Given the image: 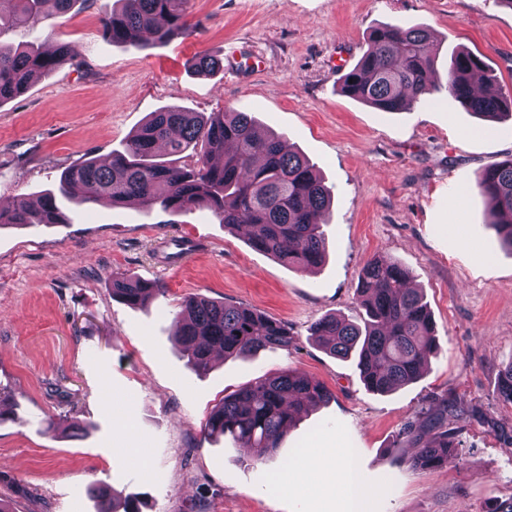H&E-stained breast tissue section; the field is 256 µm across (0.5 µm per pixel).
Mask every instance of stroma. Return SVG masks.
Instances as JSON below:
<instances>
[{"label": "stroma", "instance_id": "1", "mask_svg": "<svg viewBox=\"0 0 512 512\" xmlns=\"http://www.w3.org/2000/svg\"><path fill=\"white\" fill-rule=\"evenodd\" d=\"M98 0L0 31V43L72 58L0 107V206L50 188L65 169L106 160L151 112L180 107L254 116L260 130L315 164L333 192L321 222L328 255L297 271L252 248L206 209L151 203L68 208V223L0 228V504L7 512H97L92 485L135 498L140 512H343L327 479L276 489L304 448H352L368 512H486L512 497V403L497 391L512 364V249L488 227L475 183L512 158V122L484 127L447 90L431 104L378 112L343 95L370 32L395 20L432 36L435 70L481 58L512 91V9L497 0H189V34L139 50L101 34ZM216 54L223 69L191 73ZM197 249L174 269L169 239ZM398 259L430 309L439 353L423 375L379 395L353 360L309 335L326 315L357 319L358 281L374 257ZM158 282L132 306L113 276ZM252 308L288 324L290 350L216 358L200 374L176 340L187 297ZM292 369L328 401L303 414L267 460L206 430L242 386ZM448 398L459 455L413 466L404 423ZM82 427L73 435V427Z\"/></svg>", "mask_w": 512, "mask_h": 512}]
</instances>
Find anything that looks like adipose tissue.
Masks as SVG:
<instances>
[{
  "instance_id": "ef3b65f1",
  "label": "adipose tissue",
  "mask_w": 512,
  "mask_h": 512,
  "mask_svg": "<svg viewBox=\"0 0 512 512\" xmlns=\"http://www.w3.org/2000/svg\"><path fill=\"white\" fill-rule=\"evenodd\" d=\"M331 475L346 504L345 512H364L367 492L359 475L355 451L351 448H309L296 463L284 466L276 476L280 493L296 490L301 479Z\"/></svg>"
}]
</instances>
